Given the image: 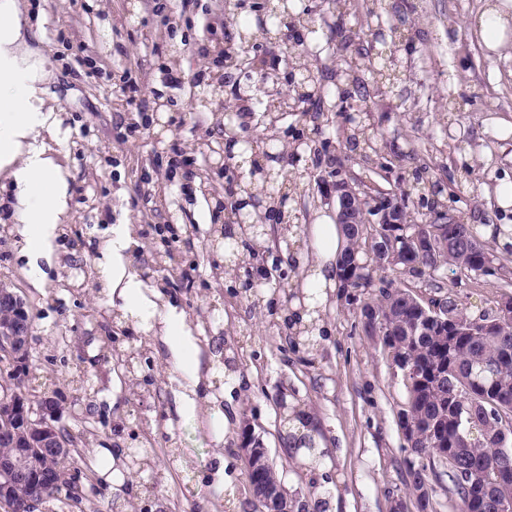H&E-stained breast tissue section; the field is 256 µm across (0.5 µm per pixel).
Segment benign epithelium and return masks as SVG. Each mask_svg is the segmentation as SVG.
Returning <instances> with one entry per match:
<instances>
[{
  "label": "benign epithelium",
  "instance_id": "7a95c632",
  "mask_svg": "<svg viewBox=\"0 0 512 512\" xmlns=\"http://www.w3.org/2000/svg\"><path fill=\"white\" fill-rule=\"evenodd\" d=\"M286 6L280 15L279 37L271 41L276 47L280 38L298 35L305 42V32L289 25ZM310 69L281 66L274 55L264 57V63L243 71L249 84H235L234 96L222 95L224 132L230 140L241 145L238 161L224 152V143L207 145L205 161L212 167L231 168L234 171L232 192L219 200L224 214L231 222L267 225L280 223L279 207L271 206L265 197L248 192V184L261 180L271 196L287 202L292 172L288 166L298 167L303 147L311 139L300 135L286 148L274 153L277 167L267 164L268 150L259 149L257 141L236 133L240 111L236 98L241 91L261 92L269 96L267 111L278 110L279 104L290 98H299L300 84L307 80ZM324 203L336 207L339 224H406L408 214L400 201L389 196L383 201L367 200L360 190L347 182L326 183L321 190ZM406 247L391 249L392 264L405 263L415 252H435L448 248V242L435 241L419 232L404 237ZM245 269L243 287L257 292L270 282V271L254 261L236 269ZM31 321L25 300L6 283L0 281V508L4 512H37L47 498L60 487L59 475L73 456L70 441L61 429L62 407L53 396H33L27 388L29 377V350ZM241 450L247 462L248 490L260 512H288V494L280 484L263 476L268 467V451L264 444L250 436L244 438Z\"/></svg>",
  "mask_w": 512,
  "mask_h": 512
}]
</instances>
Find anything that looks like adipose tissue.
Instances as JSON below:
<instances>
[{
  "label": "adipose tissue",
  "mask_w": 512,
  "mask_h": 512,
  "mask_svg": "<svg viewBox=\"0 0 512 512\" xmlns=\"http://www.w3.org/2000/svg\"><path fill=\"white\" fill-rule=\"evenodd\" d=\"M511 21L512 0H494L483 12L480 36L491 52L512 49L503 33ZM37 38V24L24 0H0V178L10 182L19 201L16 221L35 231L28 247L45 252L69 218V172L60 150L65 132L54 65L37 46ZM304 234L309 247L294 254L302 271L300 288H336L338 259L346 245L343 227L319 212ZM133 243L129 225H113L104 274L126 312L140 318L146 330L179 336L174 310L148 296L125 268V253Z\"/></svg>",
  "instance_id": "ef3b65f1"
}]
</instances>
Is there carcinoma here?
<instances>
[{
    "label": "carcinoma",
    "mask_w": 512,
    "mask_h": 512,
    "mask_svg": "<svg viewBox=\"0 0 512 512\" xmlns=\"http://www.w3.org/2000/svg\"><path fill=\"white\" fill-rule=\"evenodd\" d=\"M235 26L238 38L224 40V59L229 61L241 56L242 41L261 45L275 31L272 18L265 25L239 18ZM344 64L347 79L364 98L372 88H388L391 79H382V72L397 68L395 60L359 47ZM346 141L365 159L384 143L382 135L365 128L349 134ZM443 208L445 203L435 200L427 227L435 237L448 241L445 260L438 266L431 255L417 254L409 272H435L450 266L489 273L482 262L489 249L474 227L447 223ZM387 231L383 224L349 228L341 264L358 261L366 252L372 254V263L356 266L354 280L342 279L340 287L373 284L385 260L367 242ZM379 282L375 301L363 310L376 311V318L386 324L383 346L398 369L407 372L406 402L399 419L411 421L416 431L413 458L406 460L407 486L416 512H437L433 494L438 488L448 497L452 512H512V324L498 321L493 307L478 316L492 323L486 332L451 336L446 326L434 322L422 334L415 330L420 320L417 308L408 301L410 291L384 277Z\"/></svg>",
    "instance_id": "cac0c4a2"
}]
</instances>
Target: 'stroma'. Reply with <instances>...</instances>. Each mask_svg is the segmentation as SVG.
Here are the masks:
<instances>
[{"instance_id":"obj_1","label":"stroma","mask_w":512,"mask_h":512,"mask_svg":"<svg viewBox=\"0 0 512 512\" xmlns=\"http://www.w3.org/2000/svg\"><path fill=\"white\" fill-rule=\"evenodd\" d=\"M27 2L56 68L71 194V216L44 256L25 253L26 227L15 223L12 200L0 198V280L32 318L29 390L60 392L61 425L78 448L67 465L69 484L43 512H115L132 502L140 512H254L240 449L246 431L266 446L306 512H390L398 502L412 508L399 422L403 378L362 312L376 287L330 294L311 351L293 347L279 325L297 272L281 269L279 283L264 287L256 304L234 272L214 275L225 263L212 238L227 181L206 167L203 151L224 129L220 115L190 107L203 90L196 76L210 67L194 49L223 44L233 29L217 14L228 7L251 17L252 0ZM306 2L324 50L301 60L318 74L327 57L347 50L322 24L323 0ZM373 3L352 0L341 24L358 31L363 46L393 52L401 78L365 101L350 83L331 82L318 151L303 155L301 223L320 210L333 214L320 190L336 180L409 193V212L427 219L429 204L410 193L421 175L449 195L450 215L485 227L482 241L512 271V250H500L488 234L512 226V206L496 195L501 181H512V58L493 55L473 32L487 0H397L407 23L381 34L369 15ZM172 71L185 77L184 87L169 85ZM129 84L141 90L140 110L122 93ZM353 108L365 110L388 144L367 164L342 135ZM461 182L468 188L460 192ZM124 222L134 239L129 271L153 267L146 286L176 309L196 346L195 405L186 402L177 340L127 319L106 282L101 249L111 226ZM171 226L183 240L167 248L169 261L152 266L149 252L162 247ZM437 278L442 296L472 316L503 293L495 274L444 268ZM128 355L136 374L122 364ZM293 406L311 419L315 462L292 445ZM144 447L155 451L150 469L119 486L100 477V449L118 456Z\"/></svg>"}]
</instances>
